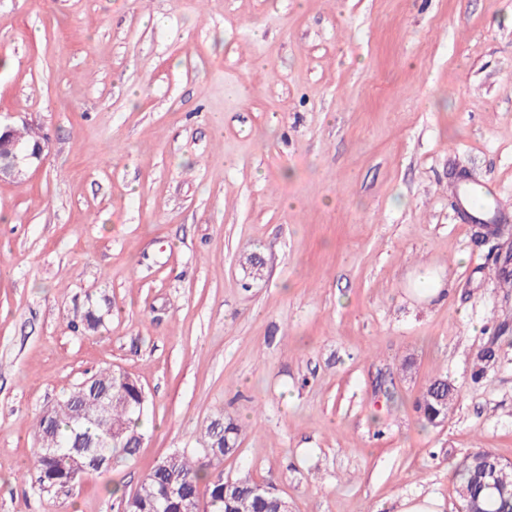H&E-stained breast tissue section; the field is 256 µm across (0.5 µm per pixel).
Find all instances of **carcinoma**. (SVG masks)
I'll list each match as a JSON object with an SVG mask.
<instances>
[{"label":"carcinoma","mask_w":512,"mask_h":512,"mask_svg":"<svg viewBox=\"0 0 512 512\" xmlns=\"http://www.w3.org/2000/svg\"><path fill=\"white\" fill-rule=\"evenodd\" d=\"M104 313L89 307L74 330L98 331ZM497 363L493 349L476 356L475 376L486 377ZM138 381L126 372L100 369L76 384L62 399L35 422L38 443L31 489L38 495H67L83 479L120 463L133 460L148 431V403ZM457 398L455 388L442 375L435 376L416 408L425 424L436 427L448 416ZM242 426L224 415L201 429L203 448L196 454L176 448L163 457L131 493L121 496L122 512H183L190 499L203 504V512H275L276 492L257 493V483L245 474L232 479L231 491H224L227 479L217 474L224 459L239 451ZM490 455L488 450L470 453L454 471L461 508L475 499L489 498V477L475 462Z\"/></svg>","instance_id":"obj_1"}]
</instances>
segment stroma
<instances>
[{
	"mask_svg": "<svg viewBox=\"0 0 512 512\" xmlns=\"http://www.w3.org/2000/svg\"><path fill=\"white\" fill-rule=\"evenodd\" d=\"M0 120L48 141L0 181V512H121L218 415L225 477L291 512H459L466 454L512 462V0H0ZM105 367L148 397L137 457L34 494L36 418ZM475 186H461L458 184H449L448 185V192L454 193L456 195H460L463 200V206L462 210L466 212L467 214L471 215L472 211L477 212L480 215V218L482 221H485L490 225V227H494L497 224H494L498 220V213H497V202L494 198V192L487 186H481L480 188H477L479 193H481L485 201L487 202V205L479 210H475L472 202H471V189ZM484 189V190H483ZM457 398L455 388L442 375L435 376L421 397L417 401L416 408L425 424L436 427L448 416V411ZM446 401L440 405L437 400Z\"/></svg>",
	"mask_w": 512,
	"mask_h": 512,
	"instance_id": "obj_1",
	"label": "stroma"
}]
</instances>
